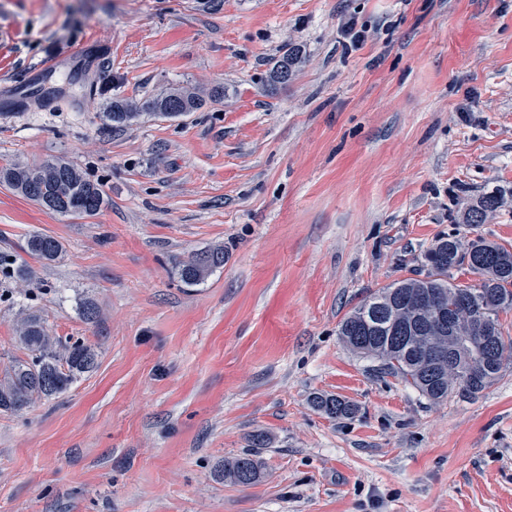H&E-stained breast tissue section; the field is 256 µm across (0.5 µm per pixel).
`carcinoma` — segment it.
<instances>
[{"instance_id": "obj_1", "label": "carcinoma", "mask_w": 512, "mask_h": 512, "mask_svg": "<svg viewBox=\"0 0 512 512\" xmlns=\"http://www.w3.org/2000/svg\"><path fill=\"white\" fill-rule=\"evenodd\" d=\"M301 59L292 48L279 57L269 73L272 85L292 79ZM204 100L177 90L142 103L109 102L107 125L124 127L143 114L178 117L201 109ZM5 184L41 207L63 216L92 217L106 205L102 186L63 159L33 164L0 166ZM500 192L483 195L462 215L465 224H482L500 207ZM30 255L47 263L58 260L63 246L54 237L34 233L26 242ZM427 274L397 281L371 294L343 320L339 335L357 353L381 360L387 368L432 401H443L452 392L475 396L499 376L505 345L499 315L512 310V250L481 236L463 244L455 236L441 237L425 253ZM467 266L479 275L475 285L453 283L452 270ZM224 266V249L214 248L191 257L179 268L186 285L203 281ZM0 272L21 286L33 280L25 263L0 254ZM429 295L448 308V328L429 326L428 311L415 298ZM16 342L27 359L13 360L0 369V412L16 413L31 404L65 392L78 376L92 370L97 352L82 338L52 336L36 314L18 326ZM445 351L442 361H430L423 349ZM314 406L332 418L350 417L355 408L336 397L317 396ZM224 476L240 485L259 478L255 459L248 455L224 460Z\"/></svg>"}]
</instances>
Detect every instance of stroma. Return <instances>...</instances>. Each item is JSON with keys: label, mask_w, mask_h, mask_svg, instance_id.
I'll list each match as a JSON object with an SVG mask.
<instances>
[{"label": "stroma", "mask_w": 512, "mask_h": 512, "mask_svg": "<svg viewBox=\"0 0 512 512\" xmlns=\"http://www.w3.org/2000/svg\"><path fill=\"white\" fill-rule=\"evenodd\" d=\"M178 87L205 105L105 128L108 101ZM57 158L107 204L63 216L0 184V252L37 283L0 276V367L24 313L97 365L0 413V512H512V311L501 376L438 404L338 334L442 236L512 248V0H0V166ZM34 232L62 256L32 257ZM246 454L261 478L225 480ZM301 59L300 49L291 48L288 53L279 57L269 73V82L271 85L287 84L292 79L296 67ZM503 200L501 192L483 195L469 205L462 215L464 224H483L487 216L500 207ZM26 248L30 255L47 263L58 260L63 253V246L59 240L41 233L30 235ZM224 265L223 248H214L192 256L179 268L180 280L186 285L203 281L208 274ZM313 403L319 411L332 418L350 417L355 413L351 404L336 397L317 396Z\"/></svg>", "instance_id": "stroma-1"}]
</instances>
